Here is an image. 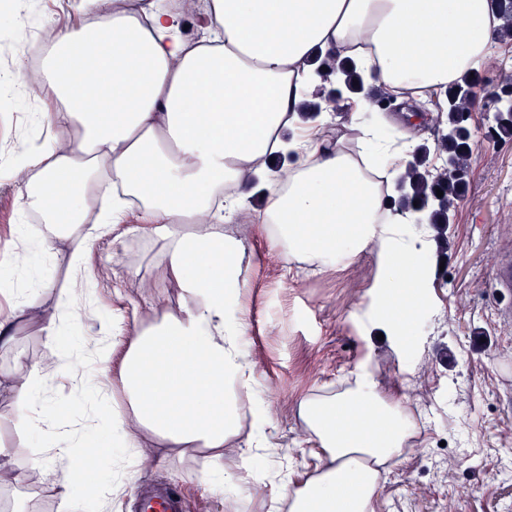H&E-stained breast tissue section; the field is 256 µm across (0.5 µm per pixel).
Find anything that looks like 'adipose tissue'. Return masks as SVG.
Instances as JSON below:
<instances>
[{"mask_svg":"<svg viewBox=\"0 0 512 512\" xmlns=\"http://www.w3.org/2000/svg\"><path fill=\"white\" fill-rule=\"evenodd\" d=\"M85 19L57 29L37 71L16 54L7 77L35 79L46 102L39 135L10 161L22 211L65 228L57 258L70 286L55 305L32 296L0 315V350L17 344L19 322L40 327L55 346L39 358L0 367V400L42 446L14 462L0 443V492L52 483L59 512H110L127 489L96 477L89 448L116 447L157 464L189 462L203 493L235 503L263 477L257 451L271 418L255 393L243 310L247 267L232 220L259 219L284 258L318 272L365 250L378 251L373 321L406 345L429 285L422 229L385 205L404 154L381 150L383 183L366 158L378 124L370 104L351 103L357 142L330 139L323 122L303 121L301 102L321 82L316 57H350L376 84L406 98L446 89L489 56L501 24L489 0H205L203 35L184 34L185 4L167 0H80ZM296 130L285 139V130ZM299 157L268 173L270 156ZM260 180L266 204L253 214L248 185ZM162 244L180 290L177 310H161L155 286L139 280L146 306L133 325L108 336H66L89 294L86 276L97 236L119 225ZM15 225L0 254V288L34 253ZM87 385L80 411L45 396L59 377ZM298 414L317 441L319 464L305 480L282 475L289 512H375L380 476L413 429L399 401L359 372L338 393L303 397Z\"/></svg>","mask_w":512,"mask_h":512,"instance_id":"obj_1","label":"adipose tissue"}]
</instances>
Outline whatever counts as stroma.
I'll return each mask as SVG.
<instances>
[{"instance_id": "35a3bbf8", "label": "stroma", "mask_w": 512, "mask_h": 512, "mask_svg": "<svg viewBox=\"0 0 512 512\" xmlns=\"http://www.w3.org/2000/svg\"><path fill=\"white\" fill-rule=\"evenodd\" d=\"M444 102L440 93L415 99L413 110L397 104L372 110L370 117L383 123L388 146L408 141L423 147L424 167L432 171L448 159L439 145L448 130ZM496 118L485 105L467 114L473 152L462 166V195L447 223H433L428 211L419 215L430 277L411 347L380 338L381 327L370 318L376 253L317 274L305 263L285 262L255 226H224L246 247L248 351L263 408L274 422L264 457L298 477L313 472L318 459L297 403L320 390L345 389L359 370L407 409L414 436L382 473L376 512H512V324L499 320L489 286L501 254L512 251V141L489 140ZM91 268L126 275L97 279L73 332L106 336L110 327L102 314L131 318L142 305L131 284L135 277L153 281L165 309L177 308L165 258L150 239H100ZM15 279L23 295L52 303L67 272L45 252ZM101 469L136 488L157 482L178 487L184 512H260L259 502L277 492L275 475H268L230 509L223 497L202 495L183 463L161 468L142 456L106 458Z\"/></svg>"}]
</instances>
